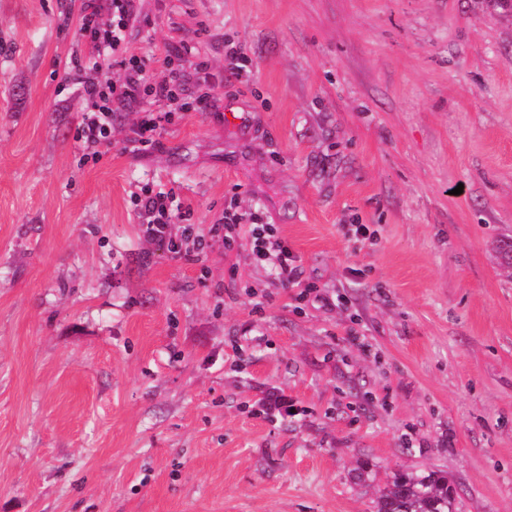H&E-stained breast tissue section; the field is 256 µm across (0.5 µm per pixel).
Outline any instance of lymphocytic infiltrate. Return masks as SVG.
I'll use <instances>...</instances> for the list:
<instances>
[{
	"instance_id": "f902f5d3",
	"label": "lymphocytic infiltrate",
	"mask_w": 512,
	"mask_h": 512,
	"mask_svg": "<svg viewBox=\"0 0 512 512\" xmlns=\"http://www.w3.org/2000/svg\"><path fill=\"white\" fill-rule=\"evenodd\" d=\"M84 16L79 28L81 37L87 38L92 53L87 61L75 64L71 78L82 85L92 105L84 111L77 127L76 138L84 150L93 152L110 143L112 138V106H130L150 97L157 101L178 103L181 111H200L209 106L208 98L192 102L180 101L182 84L186 78L182 69L171 68L162 77L150 74L144 60L124 58L121 49L128 28L137 22L140 12L138 0H84ZM118 69L117 80L102 82V72ZM136 205L146 224L149 237L165 239L167 228L173 221L187 220L188 211L172 209L167 196L143 192ZM245 223L250 227L251 253L255 260H274L283 285L297 284L299 278L295 257L287 244L278 238L271 225L265 224L259 213L248 215L225 213L224 222L214 225L213 233L231 230Z\"/></svg>"
}]
</instances>
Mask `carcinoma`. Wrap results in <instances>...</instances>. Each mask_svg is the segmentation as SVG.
I'll return each mask as SVG.
<instances>
[{"instance_id": "1", "label": "carcinoma", "mask_w": 512, "mask_h": 512, "mask_svg": "<svg viewBox=\"0 0 512 512\" xmlns=\"http://www.w3.org/2000/svg\"><path fill=\"white\" fill-rule=\"evenodd\" d=\"M376 512H456L454 489L440 471L395 473L377 498Z\"/></svg>"}]
</instances>
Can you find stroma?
<instances>
[{
  "instance_id": "35a3bbf8",
  "label": "stroma",
  "mask_w": 512,
  "mask_h": 512,
  "mask_svg": "<svg viewBox=\"0 0 512 512\" xmlns=\"http://www.w3.org/2000/svg\"><path fill=\"white\" fill-rule=\"evenodd\" d=\"M139 8L127 55L161 75L192 42L212 75L183 95L215 106L146 152L115 110L87 159L83 0H0V512H374L388 475L429 470L459 512H512V14ZM148 189L192 231L148 238ZM232 208L263 211L299 286L247 225L214 236Z\"/></svg>"
}]
</instances>
